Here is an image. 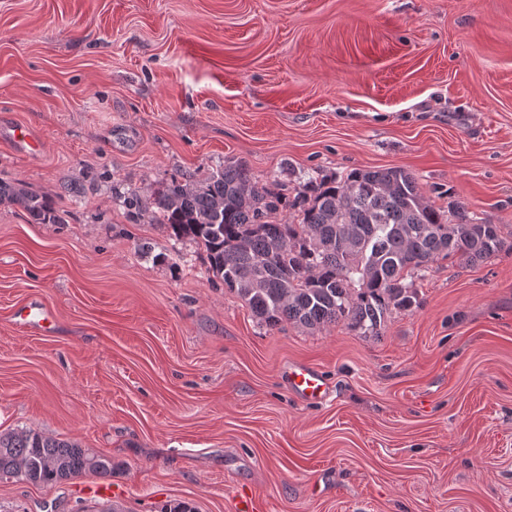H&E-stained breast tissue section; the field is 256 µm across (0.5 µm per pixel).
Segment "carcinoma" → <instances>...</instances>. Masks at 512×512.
I'll list each match as a JSON object with an SVG mask.
<instances>
[{
  "instance_id": "obj_1",
  "label": "carcinoma",
  "mask_w": 512,
  "mask_h": 512,
  "mask_svg": "<svg viewBox=\"0 0 512 512\" xmlns=\"http://www.w3.org/2000/svg\"><path fill=\"white\" fill-rule=\"evenodd\" d=\"M33 224H61L53 201L0 180V202ZM153 218L207 253L212 272L272 330L284 322L320 330L341 321L380 336L392 311L419 304L417 280L440 258L484 261L505 246L501 225L464 206L455 220L428 204L401 168L310 176L293 198L258 187L241 161L203 180L173 177L153 197ZM298 212V223L272 214ZM112 475V458L33 429L0 433V479L32 485Z\"/></svg>"
}]
</instances>
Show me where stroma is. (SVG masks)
Wrapping results in <instances>:
<instances>
[{
  "mask_svg": "<svg viewBox=\"0 0 512 512\" xmlns=\"http://www.w3.org/2000/svg\"><path fill=\"white\" fill-rule=\"evenodd\" d=\"M227 160L288 196L402 168L508 246L438 260L382 336L270 330L123 203ZM0 178L63 217L0 204V432L112 459L0 480V512H512V0H0ZM33 304L50 329L17 324ZM3 201L21 207L33 224H59L63 221L51 199L29 191L22 182L0 180V202ZM288 387L302 400L309 403L326 401L330 388L320 371L307 366L290 368L286 372Z\"/></svg>",
  "mask_w": 512,
  "mask_h": 512,
  "instance_id": "35a3bbf8",
  "label": "stroma"
}]
</instances>
